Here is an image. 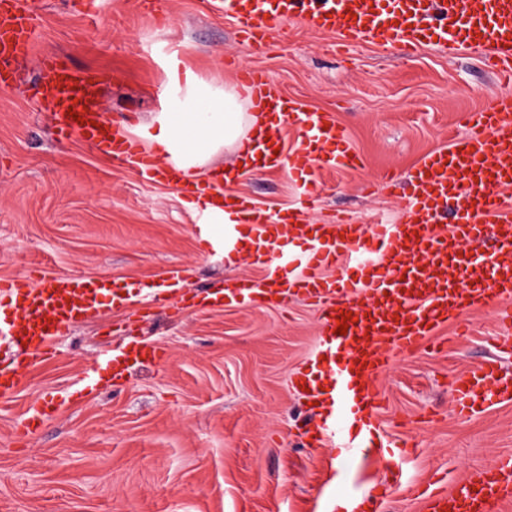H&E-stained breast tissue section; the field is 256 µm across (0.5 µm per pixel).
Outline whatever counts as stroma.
<instances>
[{
    "label": "stroma",
    "mask_w": 512,
    "mask_h": 512,
    "mask_svg": "<svg viewBox=\"0 0 512 512\" xmlns=\"http://www.w3.org/2000/svg\"><path fill=\"white\" fill-rule=\"evenodd\" d=\"M156 6L153 16L137 0H99L89 17L81 0H43L29 81L0 85V278L105 277L127 297L58 337L49 359L25 367L16 393L0 398V512H316L327 497L355 498L390 478L387 512H420L429 485L455 488L512 454V403L462 417L449 392L498 335L494 306L467 317V335L440 327L422 351L379 375L395 471L377 456L300 446L303 409L288 380L316 342L315 308L294 298L177 312L185 286L199 295L263 271L243 255L226 263L206 255L178 185L144 182L80 137L57 135L37 94L41 55H60L74 69L109 75L105 116L134 128L153 122L175 72L220 89L237 84L239 69L264 71L307 110L333 113L365 166L317 171L311 199L282 170L225 193L269 212L306 207L317 224L336 215L392 223L409 198L386 194L380 175L408 178L497 93L480 53L432 44L409 54L367 43L340 50L336 35L298 22L260 53L210 0ZM148 285L162 287L164 301L145 305ZM132 341L162 347L165 363L92 384L107 352ZM58 392L69 400L22 434L27 413Z\"/></svg>",
    "instance_id": "stroma-1"
}]
</instances>
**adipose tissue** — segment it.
<instances>
[{"label": "adipose tissue", "mask_w": 512, "mask_h": 512, "mask_svg": "<svg viewBox=\"0 0 512 512\" xmlns=\"http://www.w3.org/2000/svg\"><path fill=\"white\" fill-rule=\"evenodd\" d=\"M257 123L235 88L218 90L192 78L171 111L157 124L145 126L142 135L151 148L182 168L187 179L201 181L211 156L223 148L238 152L246 131Z\"/></svg>", "instance_id": "obj_1"}]
</instances>
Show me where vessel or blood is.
Returning a JSON list of instances; mask_svg holds the SVG:
<instances>
[{
	"label": "vessel or blood",
	"mask_w": 512,
	"mask_h": 512,
	"mask_svg": "<svg viewBox=\"0 0 512 512\" xmlns=\"http://www.w3.org/2000/svg\"><path fill=\"white\" fill-rule=\"evenodd\" d=\"M241 39L262 45L272 33L297 20L308 29L336 34L342 43L366 42L413 51L438 42L448 49L484 50L495 77L512 79V0H216ZM36 0H0V84L25 82L21 61L34 50ZM41 109L57 133L76 134L113 163L138 172L149 183L181 185L194 202L196 236L203 249L225 250L233 225L214 234L225 209L238 208L264 270L261 285L243 282L214 298L221 306L242 294L284 304L303 298L320 309L321 331L310 357L289 381L309 404L313 418L304 432L312 448L335 446L347 454L376 449L378 421L385 408L376 377L396 355H412L429 343L436 328L472 311L498 306L512 328V90L468 116L467 133L453 146L429 152L412 176V201L395 224H356L339 219L303 224L296 214H269L245 197L224 194L225 180L240 181L262 170H283L315 194L314 168L359 169L345 130L326 112H310L283 95L264 72L243 70L241 85L268 126L251 132L231 178L183 182L173 163L120 124L104 118L103 76L75 70L55 56L40 63ZM304 139L293 152L280 151L283 125ZM336 267L337 276H321ZM124 304L117 284L103 277L64 274L0 280V334L7 336L21 365L50 353L61 330L96 314L104 303ZM352 313L346 334L337 320ZM160 350L132 345L109 360L113 378L133 366L157 363ZM457 414H477L512 401V370L499 355L458 376L451 389ZM385 486L364 496L330 499L325 512H384ZM424 512H504L512 505V456L472 475L455 491L430 493Z\"/></svg>",
	"instance_id": "1"
}]
</instances>
